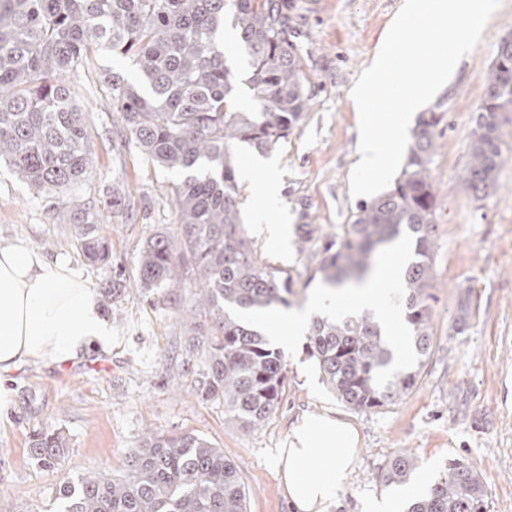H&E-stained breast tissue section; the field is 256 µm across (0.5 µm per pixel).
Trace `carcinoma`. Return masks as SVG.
<instances>
[{
    "instance_id": "1",
    "label": "carcinoma",
    "mask_w": 512,
    "mask_h": 512,
    "mask_svg": "<svg viewBox=\"0 0 512 512\" xmlns=\"http://www.w3.org/2000/svg\"><path fill=\"white\" fill-rule=\"evenodd\" d=\"M248 56L245 79L254 109L237 100L238 76L220 49L224 28ZM106 46L135 61L141 84L112 77V105L152 162L185 174L176 188L180 233L158 231L138 257L147 290L179 281L185 264L200 273L198 297L183 324L205 346V397L224 398V417L241 429L261 425L278 407L286 360L251 316L291 305L293 276L262 261L240 218L236 149L265 153L299 126L312 101L303 54L294 41L288 0H0V157L37 190L60 192L86 180L93 160L89 125L66 76ZM512 114V37L501 40L485 76L470 132L465 182L475 200L496 188L501 128ZM441 115L424 114L413 130L393 187L356 205L351 223L313 253V275L340 285L361 278L375 248L406 233L415 259L403 285L406 336L414 361L368 312L318 318L309 335L329 390L344 405L376 411L417 383L435 348L432 330L436 202L430 165ZM83 257L104 264L110 242L99 234V209L88 201L69 217ZM35 458L54 468L67 440L49 430L32 441ZM417 456L396 453L379 479L409 483ZM248 492L224 451L197 435L148 431L119 477L82 475L65 483L57 512H246ZM407 512H486L481 476L459 458Z\"/></svg>"
}]
</instances>
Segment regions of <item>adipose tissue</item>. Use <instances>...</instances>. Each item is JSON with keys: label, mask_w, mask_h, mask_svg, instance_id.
I'll use <instances>...</instances> for the list:
<instances>
[{"label": "adipose tissue", "mask_w": 512, "mask_h": 512, "mask_svg": "<svg viewBox=\"0 0 512 512\" xmlns=\"http://www.w3.org/2000/svg\"><path fill=\"white\" fill-rule=\"evenodd\" d=\"M402 264L398 254L362 282L313 288L303 306L279 310L260 324L278 342L293 346L314 318L369 309L390 336L401 337L403 325L386 294L398 285ZM111 344L112 325L98 294L68 262L26 245H0V383L21 366L67 362ZM357 453L358 435L349 424L328 415L303 418L276 458L294 512H332Z\"/></svg>", "instance_id": "1"}]
</instances>
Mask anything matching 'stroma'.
<instances>
[{
  "mask_svg": "<svg viewBox=\"0 0 512 512\" xmlns=\"http://www.w3.org/2000/svg\"><path fill=\"white\" fill-rule=\"evenodd\" d=\"M296 42L314 96L288 141L267 157L245 149L241 165L255 182L275 181L280 211L244 215L246 235L260 257L290 272L309 297L313 271L297 242L302 226L313 238L349 223L358 203L349 192L358 161V130L350 100L360 73L379 51L402 0H288ZM512 36V0H502L480 44L464 56L445 89L426 109L442 114L431 166L436 198L432 329L437 347L418 385L394 405L356 411L330 392L307 345L286 356V388L277 410L244 431L224 418V400L197 390L207 363L179 317L192 301L198 272L186 267L170 288H140L137 261L156 231L177 235L175 188L181 174L157 166L136 147L112 110L109 76L134 80L132 62L101 48L68 76L72 97L89 122L93 172L64 192L39 191L0 161V243H22L68 260L96 290L112 324V345L63 364L40 363L11 374L0 401V512H55L63 482L101 472L121 475L144 432L191 433L208 440L235 466L249 490L247 512H291L275 466L295 423L327 411L357 429L361 451L338 492L333 512H362L372 497L394 491L379 480L401 450L419 458L418 480H432L453 457L485 484L487 512H512V123L502 127L496 188L475 202L464 181L468 140L484 78L503 37ZM122 193L121 208L111 207ZM101 204L99 228L112 258L87 262L69 221L73 204ZM287 215L285 243L265 240L261 225ZM118 293H111L113 282ZM471 295L466 322L459 302ZM57 429L67 448L59 466L33 456L34 435Z\"/></svg>",
  "mask_w": 512,
  "mask_h": 512,
  "instance_id": "1",
  "label": "stroma"
}]
</instances>
